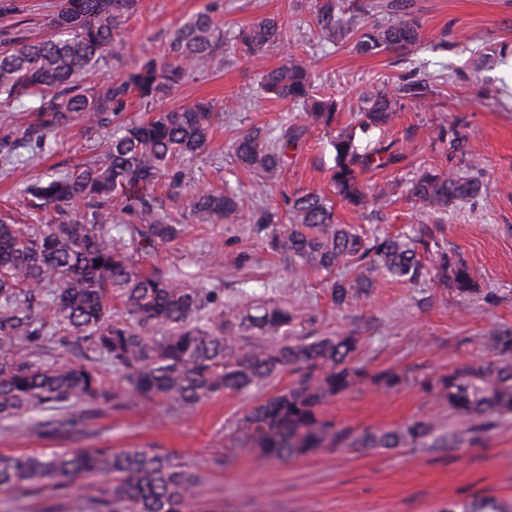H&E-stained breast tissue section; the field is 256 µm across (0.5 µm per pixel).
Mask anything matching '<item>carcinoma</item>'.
I'll list each match as a JSON object with an SVG mask.
<instances>
[{
	"label": "carcinoma",
	"mask_w": 512,
	"mask_h": 512,
	"mask_svg": "<svg viewBox=\"0 0 512 512\" xmlns=\"http://www.w3.org/2000/svg\"><path fill=\"white\" fill-rule=\"evenodd\" d=\"M138 5L55 0L49 37L19 38L0 51V97H34L35 111L45 116L35 132L24 131L23 147L50 149L58 129L76 114L90 129L105 130L101 158L29 188L31 223L0 220V420L44 434L140 401L183 413L225 392L260 391L283 373L294 375L292 383L254 404L236 438L237 447L255 448L269 460H298L330 448L452 450L463 435L476 440L511 416V327L478 338L488 360L432 382L448 406V426L423 417L357 433L338 425L326 405L367 380L394 390L406 377L368 374L355 332L313 336L286 303L224 306L216 289L190 286L177 267L152 273L139 268L136 256L148 257L145 245L179 238L186 215L225 224L236 216L239 197L229 185L222 191L195 188L188 211L163 209L158 182L165 181L169 198L182 197L185 167L208 150L221 116L199 101L127 123L120 114L129 94L135 91L143 101L164 97L190 74L213 66L224 49L258 62L283 41L285 28L264 16L228 38L209 11H199L173 31L165 57H147L122 76L99 75L107 62H121L125 25ZM310 13L322 42L334 46L351 36L366 56H403L422 36L412 0H310ZM260 88L269 99L297 106L307 123L334 133L330 183L340 202L359 218L370 206L391 204L392 189L368 184L361 174L398 156L380 141L361 144L356 131L389 126L402 101L426 95V83L366 89L357 101L358 126L343 128L336 127L341 103L315 91L311 65L301 55L263 71ZM301 133L286 117L277 134L255 126L235 139L234 157L243 169L271 180ZM482 187L469 175L421 171L409 194L426 222L410 234H367L343 224L335 204L316 190L284 196L287 224L278 223L277 212L257 208L252 231L293 272L312 266L331 274L355 262L354 273L330 282L331 302L339 308L368 294L380 274L403 284L431 275L470 298L480 288L466 265L442 251L428 268L418 249L433 240L431 225L445 223L449 209L480 195ZM119 220L124 227L114 237L112 224ZM60 333L79 360L47 354L46 343ZM246 336L255 343L244 342ZM101 475L108 477L104 486ZM78 477L85 479L87 512H190L199 485L176 456L148 448L0 453V493L34 495L43 512H56ZM443 512H512V503L495 496L450 500Z\"/></svg>",
	"instance_id": "obj_1"
}]
</instances>
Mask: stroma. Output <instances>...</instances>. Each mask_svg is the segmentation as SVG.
I'll return each mask as SVG.
<instances>
[{
    "mask_svg": "<svg viewBox=\"0 0 512 512\" xmlns=\"http://www.w3.org/2000/svg\"><path fill=\"white\" fill-rule=\"evenodd\" d=\"M48 0H15L16 9L0 15V44L22 36H47ZM296 0H140L126 25L127 49L120 65L127 71L147 56H163L172 30L190 15L211 6L224 33H233L261 16L287 20L288 39L270 51L261 64L228 57L168 96L145 102L131 98L124 118H143L200 99L213 101L223 120L214 130L205 154L191 163L199 186L237 185L241 204L233 222L200 224L187 218L181 240L155 247L153 264L178 266L192 274L193 284L218 289L227 302L253 299L287 301L308 316L306 329L317 335L357 331L363 338L362 358L373 372H406L409 384L384 391L366 383L331 403L337 423L360 431L394 427L419 417L447 421L448 409L426 392L425 381L448 369L484 357L477 339L501 327H512V91L496 70L512 49V0H414L423 23L418 49L407 58L390 53L363 56L351 43L333 47L319 42L307 12ZM308 58L325 93L343 100L340 125L354 119L349 103L368 86H392L401 78L439 85L437 94L404 102L386 132L372 130L369 140L385 139L399 156L395 165L372 169L363 179L372 184L406 181L422 169L466 173L479 167L481 195L449 212L438 225L439 249L465 263L483 289L468 300L442 284H400L377 277L370 295L356 305L332 307L325 292V272L308 268L290 272L287 263L269 253L253 234L252 209L262 204L283 210L282 191H329L334 151L319 127H307L288 150L276 185L260 186L238 166L233 139L259 125L277 128L284 117L300 120L287 101L265 98L259 88L262 70L276 67L286 55ZM35 99L0 103V157L12 154L14 165L0 168V213L26 220L25 188L86 161L97 132L74 119L50 152L35 154L19 147L24 127L40 122ZM447 137H439V129ZM345 224L362 223L379 233L395 234L418 224L422 214L406 196L381 213L357 219L337 205ZM253 396L227 393L194 411L168 414L145 402L106 410L82 424L49 436L19 426H0V452L28 453L43 448H154L176 455L201 477L198 512H442L448 501H466L493 494L512 501V417L477 444L454 450L401 448L359 452L341 448L281 463L257 451L232 449L238 420ZM235 450L236 462L220 459Z\"/></svg>",
    "mask_w": 512,
    "mask_h": 512,
    "instance_id": "35a3bbf8",
    "label": "stroma"
}]
</instances>
